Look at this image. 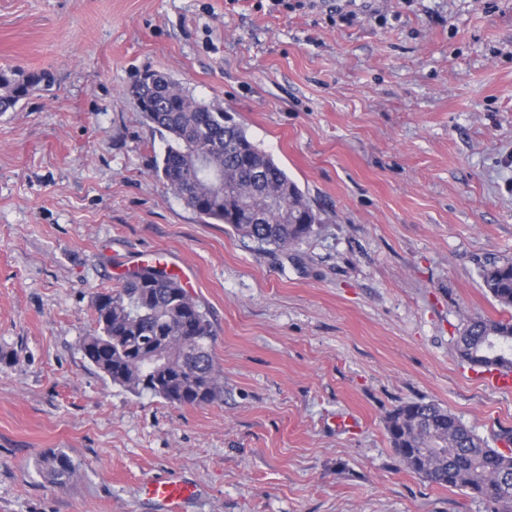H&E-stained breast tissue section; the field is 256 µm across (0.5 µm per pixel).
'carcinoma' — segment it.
<instances>
[{"mask_svg":"<svg viewBox=\"0 0 512 512\" xmlns=\"http://www.w3.org/2000/svg\"><path fill=\"white\" fill-rule=\"evenodd\" d=\"M45 80L37 73L0 68V112L13 108ZM138 81L132 98L144 120L164 135L155 175L203 220L230 225L258 248L283 251L316 232L321 219L285 170L279 167L222 108L198 101L168 79V91L150 100ZM274 194L275 206L262 198ZM484 288L512 308V260L482 266ZM96 329L82 341L87 361L127 391L177 405L201 406L220 399L221 372L212 352L213 326L178 277L161 264H147L97 295ZM469 365L512 369V320L473 318L456 340ZM395 454L429 483L458 489L512 512L504 485L512 479V448H494L434 401H412L387 421ZM40 468L59 481L74 474L71 459L52 453Z\"/></svg>","mask_w":512,"mask_h":512,"instance_id":"obj_1","label":"carcinoma"}]
</instances>
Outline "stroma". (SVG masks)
Here are the masks:
<instances>
[{
  "label": "stroma",
  "mask_w": 512,
  "mask_h": 512,
  "mask_svg": "<svg viewBox=\"0 0 512 512\" xmlns=\"http://www.w3.org/2000/svg\"><path fill=\"white\" fill-rule=\"evenodd\" d=\"M0 67L53 79L0 112V512H161L140 487L165 476L195 485L183 512H490L407 470L387 420L433 400L512 432V391L455 345L512 319L480 277L512 258V0H0ZM147 73L229 112L316 234L260 251L177 199L128 93ZM149 252L208 312L214 403L83 355ZM40 468L52 480L69 479L74 474L71 459L64 453H52L40 461Z\"/></svg>",
  "instance_id": "1"
}]
</instances>
